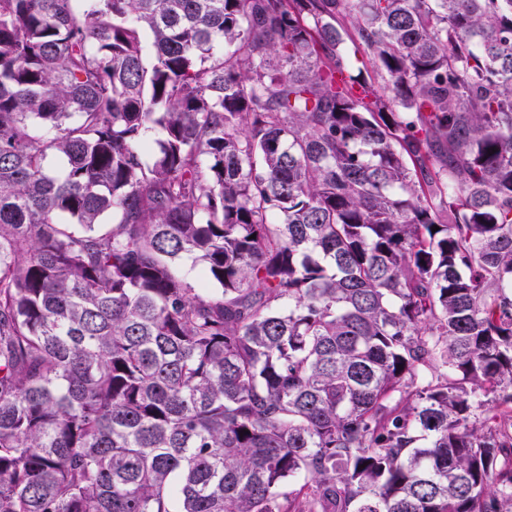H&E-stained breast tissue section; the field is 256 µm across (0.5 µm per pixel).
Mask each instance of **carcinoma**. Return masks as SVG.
<instances>
[{"label":"carcinoma","instance_id":"carcinoma-1","mask_svg":"<svg viewBox=\"0 0 512 512\" xmlns=\"http://www.w3.org/2000/svg\"><path fill=\"white\" fill-rule=\"evenodd\" d=\"M0 512H512V0H0ZM341 53L345 60L347 75L365 78L368 81L375 82L377 85L382 83V80L376 76L372 57L367 55L361 47L358 48L356 42H352L345 37Z\"/></svg>","mask_w":512,"mask_h":512}]
</instances>
